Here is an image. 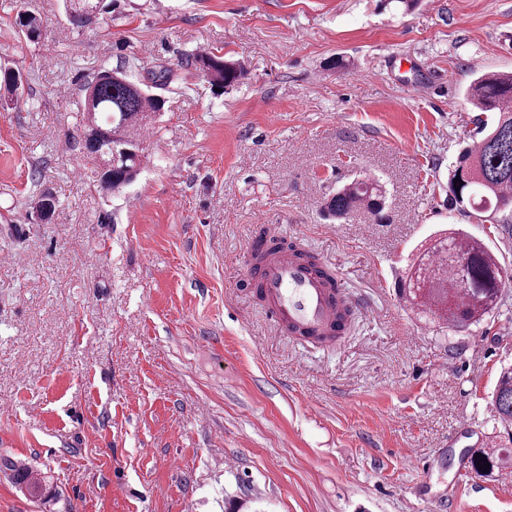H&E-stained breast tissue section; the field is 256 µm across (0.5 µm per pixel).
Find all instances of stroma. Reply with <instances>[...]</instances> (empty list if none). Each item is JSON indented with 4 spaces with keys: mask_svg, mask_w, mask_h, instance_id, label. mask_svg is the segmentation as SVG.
<instances>
[{
    "mask_svg": "<svg viewBox=\"0 0 512 512\" xmlns=\"http://www.w3.org/2000/svg\"><path fill=\"white\" fill-rule=\"evenodd\" d=\"M202 51L244 78L217 88L186 63ZM119 65L168 88L136 180L108 193L74 147L78 93ZM1 67L25 95L0 105V463L51 493L0 473V512H512V462L460 475L466 450L512 446L491 402L512 281L461 331L398 295L412 251L451 226L512 273V223L448 191L480 139L475 72H512V0H112L95 31L61 0H0ZM363 175L386 221L327 219ZM264 224L367 306L337 346L279 335L244 287Z\"/></svg>",
    "mask_w": 512,
    "mask_h": 512,
    "instance_id": "obj_1",
    "label": "stroma"
}]
</instances>
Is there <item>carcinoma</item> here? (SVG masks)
Masks as SVG:
<instances>
[{"mask_svg":"<svg viewBox=\"0 0 512 512\" xmlns=\"http://www.w3.org/2000/svg\"><path fill=\"white\" fill-rule=\"evenodd\" d=\"M68 21L79 28L107 24L98 0H64ZM18 27L30 43L42 36L41 20L32 14L18 15ZM191 65L218 84L231 86L244 76L243 67L212 52L191 55ZM0 81L10 92L23 89L20 72L5 70ZM167 82L155 77L152 88L131 80L122 66L104 69L83 86L80 157L99 173L104 191H118L131 184L141 165L140 131L151 114L163 109L160 91ZM466 96L480 112H493L488 122L478 120L480 142L463 149L449 174L448 187L455 203L468 204L478 213L507 224L512 220V73H479ZM463 184H454L455 178ZM384 191L378 181L357 178L324 202V210L338 218L364 210L381 217ZM465 290L460 301L448 290V281ZM502 265L481 239L450 229L412 254L406 276L401 279V297L412 309L430 314L450 328L464 329L492 316L502 294ZM493 402L501 423L512 424V367L501 370ZM473 471L483 474L482 460L494 469L512 457L507 448L468 452Z\"/></svg>","mask_w":512,"mask_h":512,"instance_id":"carcinoma-1","label":"carcinoma"}]
</instances>
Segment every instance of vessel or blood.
Instances as JSON below:
<instances>
[{"instance_id":"b4317fda","label":"vessel or blood","mask_w":512,"mask_h":512,"mask_svg":"<svg viewBox=\"0 0 512 512\" xmlns=\"http://www.w3.org/2000/svg\"><path fill=\"white\" fill-rule=\"evenodd\" d=\"M262 235L249 261L271 322L284 334L332 341L341 315L359 311L360 303L339 274L322 276L298 256L278 226L263 225Z\"/></svg>"}]
</instances>
